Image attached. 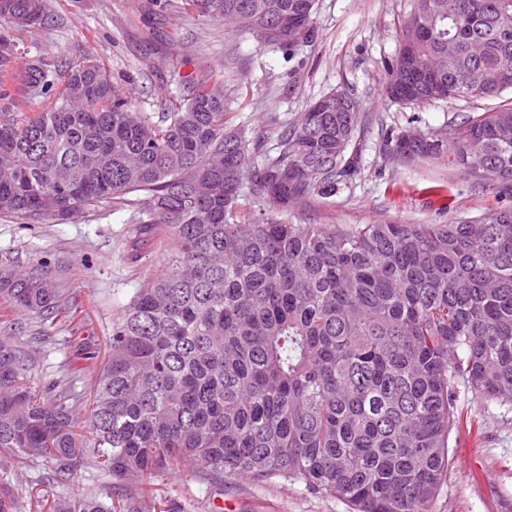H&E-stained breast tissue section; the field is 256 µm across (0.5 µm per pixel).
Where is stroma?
Wrapping results in <instances>:
<instances>
[{
  "label": "stroma",
  "instance_id": "35a3bbf8",
  "mask_svg": "<svg viewBox=\"0 0 512 512\" xmlns=\"http://www.w3.org/2000/svg\"><path fill=\"white\" fill-rule=\"evenodd\" d=\"M413 5L316 0V37L292 55L223 23L173 13L162 0H57L44 25L11 31L10 38L24 58L42 55L55 67L79 58L99 64L144 112L163 111L166 100L187 94L199 69L222 71L232 93L229 125L256 137H274L269 113H277L279 124L292 125L327 92L350 91L359 103L360 168L336 193L297 204L289 223L452 224L512 207V196L483 188L449 169L447 161L404 167L384 149L385 132L445 131L450 121L487 107L483 101L404 105L387 98V68ZM136 200L131 193L41 224L0 219V268L27 273L47 266L67 307L43 321L0 301V337L35 350L36 382L69 388L81 422L91 410L113 322L164 264V245L139 234ZM84 348L96 357L82 380H70L66 363ZM456 407L467 423L449 447L448 475L432 512H512V404L486 402L463 388ZM45 475L43 467L19 463L0 471V484L22 486L25 512H51L57 496L105 487L91 468L77 470L67 486L49 485ZM152 497L155 512H351L348 503L301 480L258 483L228 476L218 488L201 483L188 467L157 472Z\"/></svg>",
  "mask_w": 512,
  "mask_h": 512
}]
</instances>
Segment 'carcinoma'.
<instances>
[{
	"mask_svg": "<svg viewBox=\"0 0 512 512\" xmlns=\"http://www.w3.org/2000/svg\"><path fill=\"white\" fill-rule=\"evenodd\" d=\"M314 0H180L293 51L314 36ZM49 0H0V25L42 24ZM301 17L282 32L270 21ZM388 78L428 90L415 104L512 92V0H416ZM0 39V216L67 218L143 194L144 224L168 234L165 269L112 323L86 420L74 431L66 389L39 396L35 357L0 339V470L39 463L68 485L87 466L126 489H87L52 512H150L151 479L185 463L224 475L305 481L353 512H431L460 425L455 392L512 403V209L473 224H290L288 207L331 193L358 169V104H312L265 150L227 125L218 75L187 99L142 112L106 70L78 59L13 67ZM403 166L447 159L512 190V102L473 112L443 134L387 139ZM18 312L56 317L50 272L0 274ZM92 352L76 354V380ZM23 495H0L22 512Z\"/></svg>",
	"mask_w": 512,
	"mask_h": 512,
	"instance_id": "cac0c4a2",
	"label": "carcinoma"
}]
</instances>
